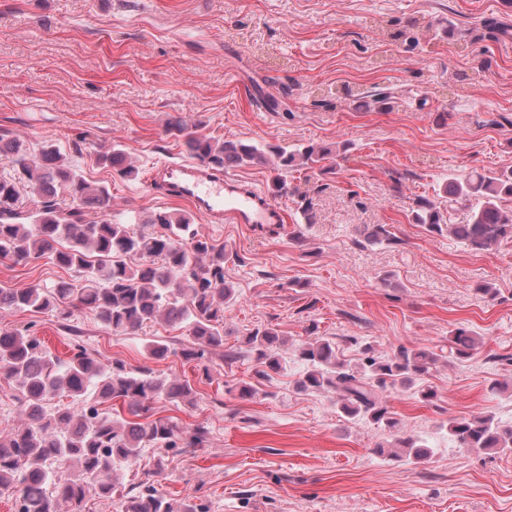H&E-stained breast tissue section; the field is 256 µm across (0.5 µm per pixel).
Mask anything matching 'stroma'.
Returning a JSON list of instances; mask_svg holds the SVG:
<instances>
[{
	"label": "stroma",
	"instance_id": "1",
	"mask_svg": "<svg viewBox=\"0 0 512 512\" xmlns=\"http://www.w3.org/2000/svg\"><path fill=\"white\" fill-rule=\"evenodd\" d=\"M502 24L512 25V0H0V131L33 156L56 145L89 183L109 188L115 218L188 211L145 186L153 165L187 158L166 132L173 115L224 140L350 142L336 173L292 175L296 194L279 200L284 232L261 237L195 217L230 255L224 274L238 300L224 311L225 345L243 347L269 325L292 348L314 328L356 366L363 343L381 355L444 350L459 326L482 339L468 361L424 377L433 402L385 391L404 433L432 450L413 464L397 457L387 430L344 418L335 393L299 391L296 361L260 379L246 355L218 363L207 381L194 363L146 352L151 340L187 342L186 329L159 320L115 336L75 312L93 355L189 381L193 403L161 402L156 415L210 432L181 454L145 449L123 486L150 479L208 512H512V452L458 449L446 428L479 412L512 423V240L475 251L411 213L448 177L512 169V47L499 44ZM375 84L404 104L384 112L358 99ZM114 143L136 179L98 163ZM367 225L385 226L397 244L362 242ZM74 277L48 256L0 258V286ZM481 282L495 300L476 294ZM1 324L70 354L56 313L0 311ZM245 382L254 399L239 397Z\"/></svg>",
	"mask_w": 512,
	"mask_h": 512
}]
</instances>
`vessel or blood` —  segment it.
Returning <instances> with one entry per match:
<instances>
[{
  "label": "vessel or blood",
  "instance_id": "b4317fda",
  "mask_svg": "<svg viewBox=\"0 0 512 512\" xmlns=\"http://www.w3.org/2000/svg\"><path fill=\"white\" fill-rule=\"evenodd\" d=\"M145 184L153 193L187 202L210 224H245L258 232H278L288 222L286 211L262 190L199 163L159 162Z\"/></svg>",
  "mask_w": 512,
  "mask_h": 512
}]
</instances>
